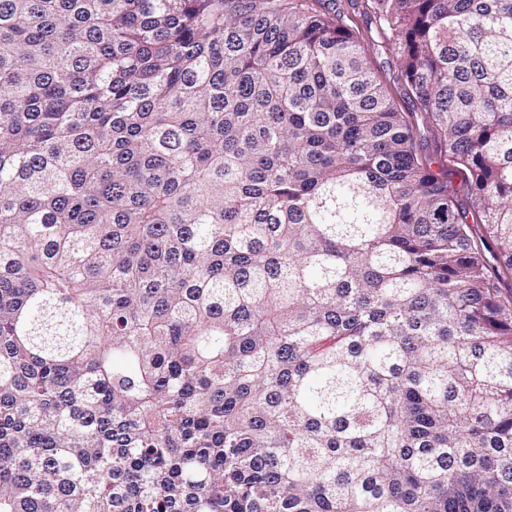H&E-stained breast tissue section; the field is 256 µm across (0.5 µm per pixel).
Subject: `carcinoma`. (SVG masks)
Masks as SVG:
<instances>
[{"label":"carcinoma","mask_w":512,"mask_h":512,"mask_svg":"<svg viewBox=\"0 0 512 512\" xmlns=\"http://www.w3.org/2000/svg\"><path fill=\"white\" fill-rule=\"evenodd\" d=\"M321 2L0 0V512H512V0H367L465 203Z\"/></svg>","instance_id":"obj_1"}]
</instances>
